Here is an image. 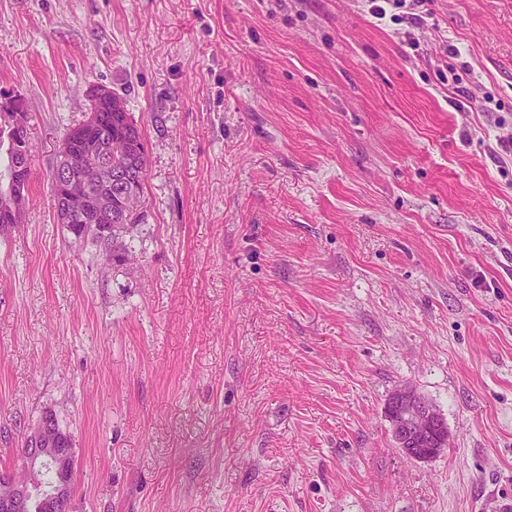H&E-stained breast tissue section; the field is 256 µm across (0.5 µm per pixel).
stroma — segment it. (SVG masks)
<instances>
[{
    "instance_id": "1",
    "label": "stroma",
    "mask_w": 512,
    "mask_h": 512,
    "mask_svg": "<svg viewBox=\"0 0 512 512\" xmlns=\"http://www.w3.org/2000/svg\"><path fill=\"white\" fill-rule=\"evenodd\" d=\"M0 0L35 146L0 231V471L53 413L71 512H495L512 496V0ZM477 80L456 88L449 68ZM147 153L108 260L54 218L91 86ZM490 109H483L485 98ZM448 446L395 447L394 392Z\"/></svg>"
}]
</instances>
